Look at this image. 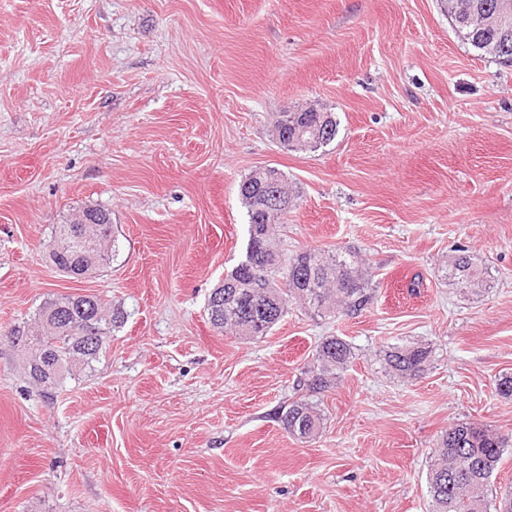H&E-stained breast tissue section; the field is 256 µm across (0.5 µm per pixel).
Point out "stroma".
Here are the masks:
<instances>
[{"label":"stroma","instance_id":"35a3bbf8","mask_svg":"<svg viewBox=\"0 0 512 512\" xmlns=\"http://www.w3.org/2000/svg\"><path fill=\"white\" fill-rule=\"evenodd\" d=\"M310 102L338 134L287 151L273 117ZM263 165L297 195L286 248L364 258L361 314L292 304L253 340L210 323ZM87 207L116 252L75 280L49 251ZM457 247L488 267L483 296L445 280ZM60 294L117 320L49 397L0 338V512H428L441 431L512 432V66L439 0H0V328ZM327 336L356 358L305 442L278 412ZM402 340L436 350L411 384L376 360Z\"/></svg>","mask_w":512,"mask_h":512}]
</instances>
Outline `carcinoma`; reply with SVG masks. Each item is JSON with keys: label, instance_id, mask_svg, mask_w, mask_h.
Returning a JSON list of instances; mask_svg holds the SVG:
<instances>
[{"label": "carcinoma", "instance_id": "carcinoma-1", "mask_svg": "<svg viewBox=\"0 0 512 512\" xmlns=\"http://www.w3.org/2000/svg\"><path fill=\"white\" fill-rule=\"evenodd\" d=\"M498 0H442V7L457 33L480 53L512 63V18L503 30L474 32L467 20L474 12L485 13ZM338 123L331 112L311 113L298 121L291 112H281L274 125L278 142L301 138L304 151L315 152L333 142ZM273 180L289 201L295 196L284 172L272 166L253 170L240 190L248 217L245 258L224 276L214 292L224 291V312L210 320L217 329L240 339L265 336L287 313L288 304L300 302L323 316L357 315L372 301L373 289L361 255L352 250H303L284 254L291 266L283 274L270 259V249H282L277 225L285 212L265 214L255 208L258 186ZM96 220L85 225L83 236L75 225H57L49 258L62 273L79 269L91 274L112 260V219L102 208H91ZM267 266L264 287L251 284V269ZM444 277L462 294L479 297L492 287L488 268L467 249L459 248L448 258ZM112 330V316L94 294L60 295L46 301L29 324L9 330L6 337L27 355L25 373L44 394L51 395L64 380L99 358ZM354 347L340 336H328L318 345L311 377L303 380L306 390L321 394L338 375L351 367ZM382 370L402 383L423 378L434 364L433 347L423 342L388 343L378 351ZM283 428L297 439H310L323 428L318 405L298 399L280 413ZM512 447V433L493 430L478 422L456 423L444 430L431 449L427 484L429 512H512V493L500 500L490 497L491 478L504 454Z\"/></svg>", "mask_w": 512, "mask_h": 512}]
</instances>
